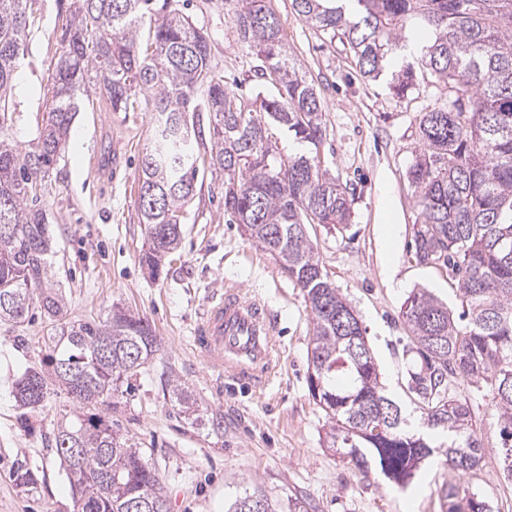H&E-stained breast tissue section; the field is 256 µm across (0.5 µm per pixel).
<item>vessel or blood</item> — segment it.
Wrapping results in <instances>:
<instances>
[{
    "instance_id": "b4317fda",
    "label": "vessel or blood",
    "mask_w": 512,
    "mask_h": 512,
    "mask_svg": "<svg viewBox=\"0 0 512 512\" xmlns=\"http://www.w3.org/2000/svg\"><path fill=\"white\" fill-rule=\"evenodd\" d=\"M274 332L265 307L228 288L204 307L194 343L205 365L220 376L264 385L269 381Z\"/></svg>"
}]
</instances>
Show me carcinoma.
Here are the masks:
<instances>
[{"label":"carcinoma","instance_id":"1","mask_svg":"<svg viewBox=\"0 0 512 512\" xmlns=\"http://www.w3.org/2000/svg\"><path fill=\"white\" fill-rule=\"evenodd\" d=\"M62 27L52 100L36 143L20 150L6 139L13 124V81L32 25L30 0H0V322L30 309L56 318L65 302L52 275V239L42 190L70 136L89 86L114 112H153L155 134L141 159L139 211L148 245L140 263L157 278L179 245L194 197L198 156L189 140L208 114L209 166L224 172V213L276 255L304 291L312 314L309 393L328 417L329 447L362 472L376 466L406 488L435 452L405 429L401 407L381 386L359 318L325 270L309 224L345 228L351 201L321 169L323 105L289 58L269 0H231L238 41L261 60L269 93L248 101L211 65L209 43L169 0H75ZM305 22L342 36L361 74L383 71L411 21L431 32L420 65L454 96L424 113L408 170L421 222L413 258L439 266L457 284L460 312L425 289L414 290L402 318L420 363L410 372L424 424L448 437V468L481 471L486 446L473 424L472 398L448 395L457 379L489 398L499 427L498 466L512 480V0H293ZM288 129L309 152L280 155L269 124ZM159 351L149 323L114 306L104 317L77 320L48 338L47 354L15 384L20 407L34 409L41 387L57 384L76 402L61 419L57 454L75 488L78 512H167L164 487L137 444L112 429L101 407L123 380ZM172 394L186 413L194 400L178 380ZM228 512H275L255 490ZM448 512H491L472 484L448 487Z\"/></svg>","mask_w":512,"mask_h":512}]
</instances>
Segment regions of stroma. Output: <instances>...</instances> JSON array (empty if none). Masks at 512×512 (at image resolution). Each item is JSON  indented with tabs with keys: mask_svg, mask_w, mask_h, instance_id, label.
Returning <instances> with one entry per match:
<instances>
[{
	"mask_svg": "<svg viewBox=\"0 0 512 512\" xmlns=\"http://www.w3.org/2000/svg\"><path fill=\"white\" fill-rule=\"evenodd\" d=\"M288 43L325 106L322 168L346 185L348 226L312 224L308 232L332 282L356 310L385 392L419 417L409 390L415 355L401 309L425 288L455 308L457 289L445 273L412 259L419 222L407 171L423 112L446 105L434 78L417 77L410 90L392 89L397 65L378 79L363 77L340 38L302 20L292 0H271ZM206 35L211 62L228 87L249 97L261 90L259 61L243 47L224 0H171ZM68 0H32L34 23L17 72L10 141L27 147L52 97ZM154 133L150 112H116L90 94L72 126L42 197L54 239V279L66 308L58 321L0 323V512H74L70 478L56 455V425L74 402L51 388L43 405L23 412L14 384L38 364L58 324L106 314L120 304L139 313L161 341L159 351L116 392L105 414L112 427L142 448L166 491L169 512H222L247 491L259 490L276 512H446L452 477L441 458L421 464L409 487L359 473L325 443L326 416L308 389L312 315L301 288L271 253L224 213V175L200 169L188 204L180 246L157 280L148 279L139 254L147 242L138 211L142 152ZM233 287L265 305L276 325L274 379L255 388L217 382L195 354L191 336L202 309L218 290ZM195 399L183 413L170 380ZM479 435L489 442L486 465L473 482L492 512H512V482L495 457L498 428L489 400L475 409ZM37 484H16L18 466Z\"/></svg>",
	"mask_w": 512,
	"mask_h": 512,
	"instance_id": "stroma-1",
	"label": "stroma"
}]
</instances>
